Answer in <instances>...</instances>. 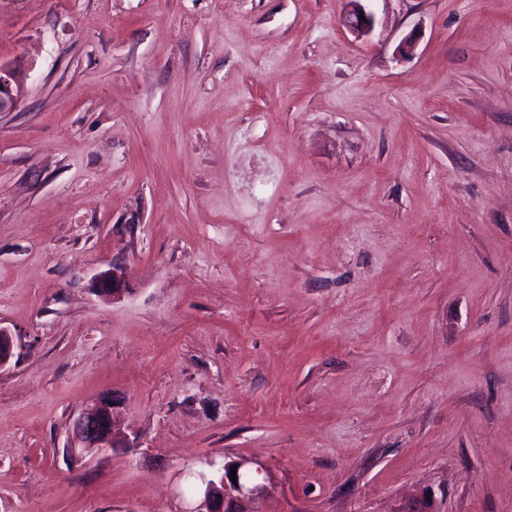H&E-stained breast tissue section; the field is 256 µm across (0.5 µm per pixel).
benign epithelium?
I'll return each instance as SVG.
<instances>
[{
  "mask_svg": "<svg viewBox=\"0 0 512 512\" xmlns=\"http://www.w3.org/2000/svg\"><path fill=\"white\" fill-rule=\"evenodd\" d=\"M352 8L342 16V24L351 32L363 36L371 32L373 17L360 5V0H349ZM15 67L0 63V111L21 98ZM98 292L113 295L126 287L125 272L119 266L99 274ZM15 344L11 334L0 327V367L14 357ZM74 447L107 449L116 446V430L112 420V400L103 397L89 404L80 414L73 429ZM236 479H231V469ZM200 494L198 504L189 512H243L242 503L256 505L253 512H266L270 493L260 479V470L248 467L243 459L224 462L211 473L193 474Z\"/></svg>",
  "mask_w": 512,
  "mask_h": 512,
  "instance_id": "7a95c632",
  "label": "benign epithelium"
}]
</instances>
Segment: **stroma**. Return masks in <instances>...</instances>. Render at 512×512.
<instances>
[{"label": "stroma", "mask_w": 512, "mask_h": 512, "mask_svg": "<svg viewBox=\"0 0 512 512\" xmlns=\"http://www.w3.org/2000/svg\"><path fill=\"white\" fill-rule=\"evenodd\" d=\"M348 8L0 0V512H512V0ZM360 1L364 0H349L350 4L354 5V7L347 11L341 20L342 24L352 33L363 36L371 32L373 17L361 7ZM360 15H364V19H360ZM21 95L15 67L0 62V112L6 105L18 102ZM98 292L103 295H111L125 289V272L119 266H112V270L99 274L97 278ZM116 430L112 420V400L103 397L89 404L74 424L76 448L107 449L116 446ZM248 464L243 459L230 460L210 474L190 473L197 481L200 500L189 512H244L243 502L257 505L252 512L268 511L265 508L270 498L268 487L260 479V470H253ZM233 466H236V483L230 478Z\"/></svg>", "instance_id": "stroma-1"}]
</instances>
